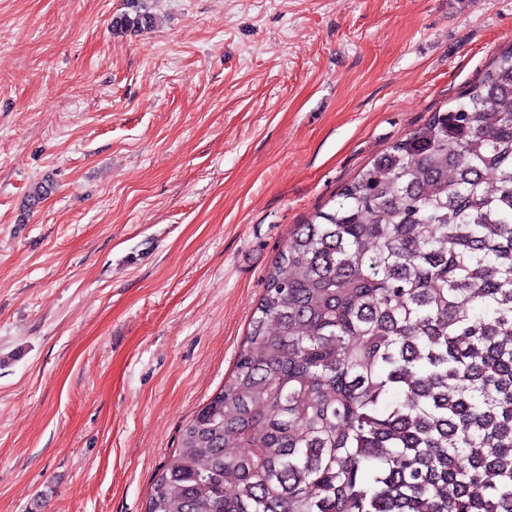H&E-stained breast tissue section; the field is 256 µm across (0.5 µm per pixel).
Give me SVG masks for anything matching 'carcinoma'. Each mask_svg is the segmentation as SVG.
<instances>
[{"mask_svg": "<svg viewBox=\"0 0 512 512\" xmlns=\"http://www.w3.org/2000/svg\"><path fill=\"white\" fill-rule=\"evenodd\" d=\"M178 448L146 512H512V47L295 226Z\"/></svg>", "mask_w": 512, "mask_h": 512, "instance_id": "carcinoma-1", "label": "carcinoma"}]
</instances>
